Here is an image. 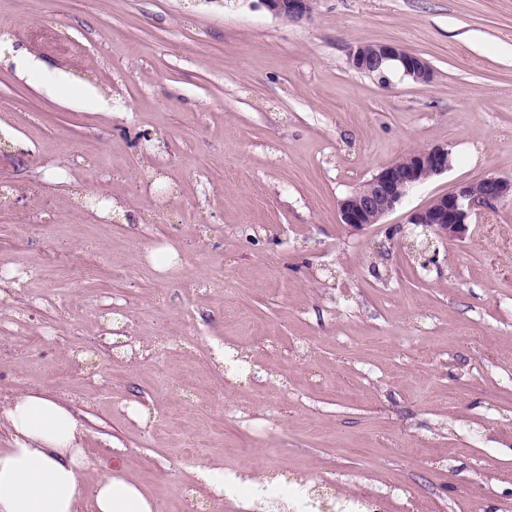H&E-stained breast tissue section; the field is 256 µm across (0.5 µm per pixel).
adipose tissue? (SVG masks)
Returning <instances> with one entry per match:
<instances>
[{"mask_svg":"<svg viewBox=\"0 0 512 512\" xmlns=\"http://www.w3.org/2000/svg\"><path fill=\"white\" fill-rule=\"evenodd\" d=\"M9 445L0 448V512H157L126 476L122 457L104 461L85 497L83 429L64 403L32 389L0 407Z\"/></svg>","mask_w":512,"mask_h":512,"instance_id":"1","label":"adipose tissue"}]
</instances>
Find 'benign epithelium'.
I'll list each match as a JSON object with an SVG mask.
<instances>
[{
  "mask_svg": "<svg viewBox=\"0 0 512 512\" xmlns=\"http://www.w3.org/2000/svg\"><path fill=\"white\" fill-rule=\"evenodd\" d=\"M275 17L300 23L311 19L312 0H260ZM350 66L360 72L385 77L396 67L406 77L428 83L433 72L417 53L397 43L362 44L349 52ZM448 149L435 145L412 151L382 167L369 180L338 203L341 223L362 230L396 209L415 188L440 176L452 167ZM512 201V178L488 177L468 182L436 197L428 206L414 211L413 224L440 240L463 241L469 232V218L480 208Z\"/></svg>",
  "mask_w": 512,
  "mask_h": 512,
  "instance_id": "benign-epithelium-1",
  "label": "benign epithelium"
}]
</instances>
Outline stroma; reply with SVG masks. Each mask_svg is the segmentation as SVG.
<instances>
[{"instance_id":"obj_1","label":"stroma","mask_w":512,"mask_h":512,"mask_svg":"<svg viewBox=\"0 0 512 512\" xmlns=\"http://www.w3.org/2000/svg\"><path fill=\"white\" fill-rule=\"evenodd\" d=\"M380 42L432 81L350 67ZM434 145L448 173L341 224ZM491 176L512 178V0H316L302 23L259 0H0V277L27 273L0 298V401L66 402L86 485L122 456L158 512L211 502L205 465L250 475L220 512H253L258 482L512 512V201L433 264L409 249L413 210ZM172 252L177 276L155 268ZM448 148L435 145L412 151L382 167L369 180L338 203L340 220L362 230L396 209L415 188L452 167Z\"/></svg>"}]
</instances>
